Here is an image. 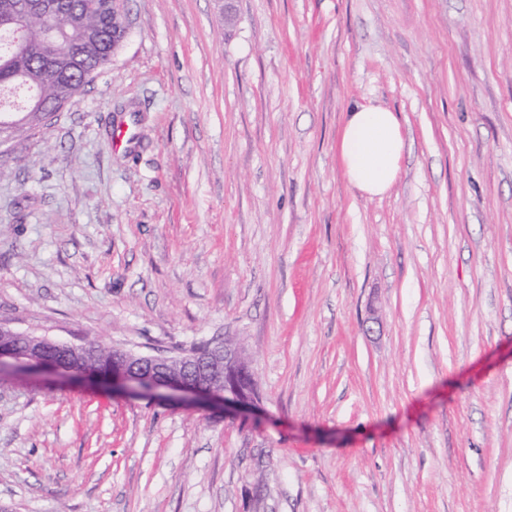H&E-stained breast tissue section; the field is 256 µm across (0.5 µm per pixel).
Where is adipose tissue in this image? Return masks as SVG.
I'll return each mask as SVG.
<instances>
[{"label":"adipose tissue","instance_id":"obj_1","mask_svg":"<svg viewBox=\"0 0 512 512\" xmlns=\"http://www.w3.org/2000/svg\"><path fill=\"white\" fill-rule=\"evenodd\" d=\"M338 150L343 172L356 189L371 198L385 195L400 176L405 152L397 114L378 105H354Z\"/></svg>","mask_w":512,"mask_h":512}]
</instances>
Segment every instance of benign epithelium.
<instances>
[{
  "label": "benign epithelium",
  "instance_id": "7a95c632",
  "mask_svg": "<svg viewBox=\"0 0 512 512\" xmlns=\"http://www.w3.org/2000/svg\"><path fill=\"white\" fill-rule=\"evenodd\" d=\"M88 343L61 342L0 326V372L50 369L79 374ZM102 380L112 390L160 398L211 401L226 411L255 405L254 380L241 352L229 345L206 346L178 357L141 354L112 347V365Z\"/></svg>",
  "mask_w": 512,
  "mask_h": 512
}]
</instances>
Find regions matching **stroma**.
I'll use <instances>...</instances> for the list:
<instances>
[{
	"label": "stroma",
	"mask_w": 512,
	"mask_h": 512,
	"mask_svg": "<svg viewBox=\"0 0 512 512\" xmlns=\"http://www.w3.org/2000/svg\"><path fill=\"white\" fill-rule=\"evenodd\" d=\"M233 6L127 0L111 67L0 146V323L234 340L258 406L1 373L0 506L512 512V0ZM357 103L402 123L381 197L337 160Z\"/></svg>",
	"instance_id": "35a3bbf8"
}]
</instances>
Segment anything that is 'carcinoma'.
<instances>
[{
	"label": "carcinoma",
	"instance_id": "cac0c4a2",
	"mask_svg": "<svg viewBox=\"0 0 512 512\" xmlns=\"http://www.w3.org/2000/svg\"><path fill=\"white\" fill-rule=\"evenodd\" d=\"M123 37L102 0H0V87L24 92L20 105L0 102V113L27 112L37 100L60 111L111 66ZM111 358L92 340L83 365Z\"/></svg>",
	"mask_w": 512,
	"mask_h": 512
}]
</instances>
